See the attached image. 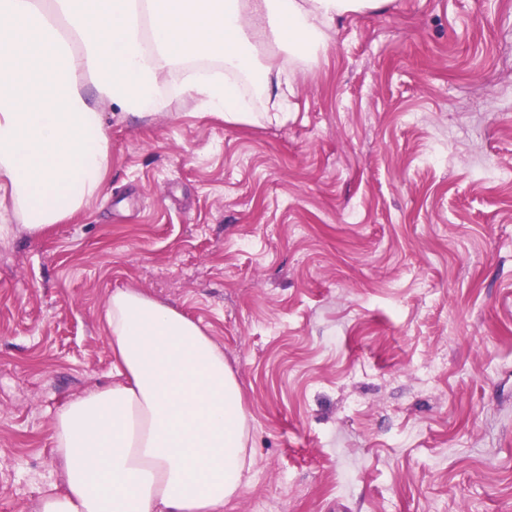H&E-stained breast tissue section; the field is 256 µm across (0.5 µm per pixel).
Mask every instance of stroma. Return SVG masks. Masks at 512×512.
<instances>
[{
    "label": "stroma",
    "instance_id": "stroma-1",
    "mask_svg": "<svg viewBox=\"0 0 512 512\" xmlns=\"http://www.w3.org/2000/svg\"><path fill=\"white\" fill-rule=\"evenodd\" d=\"M286 122L100 103L102 193L0 240V512L62 484L138 289L200 323L251 421L224 512H512V0H390L274 53Z\"/></svg>",
    "mask_w": 512,
    "mask_h": 512
}]
</instances>
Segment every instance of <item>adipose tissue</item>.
<instances>
[{
  "label": "adipose tissue",
  "mask_w": 512,
  "mask_h": 512,
  "mask_svg": "<svg viewBox=\"0 0 512 512\" xmlns=\"http://www.w3.org/2000/svg\"><path fill=\"white\" fill-rule=\"evenodd\" d=\"M389 0H0V200L32 233L66 221L103 187L109 137L97 102L122 117L161 111L169 92L249 122L257 100L281 121L292 72L260 45L306 54L347 14ZM219 57L223 73L189 68ZM252 79L258 96L239 80ZM112 381L55 414L62 485L37 512H224L239 496L249 416L213 339L144 292L109 297Z\"/></svg>",
  "instance_id": "obj_1"
}]
</instances>
